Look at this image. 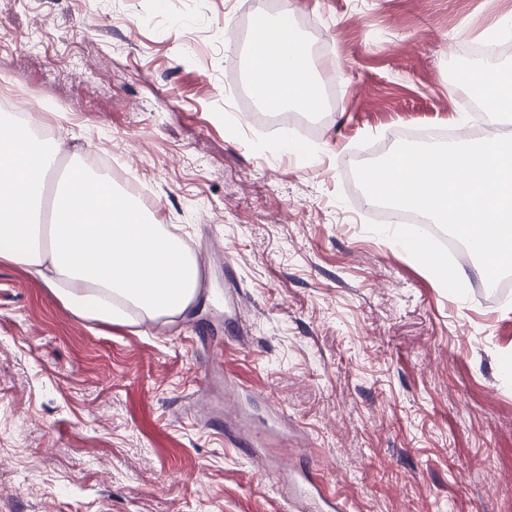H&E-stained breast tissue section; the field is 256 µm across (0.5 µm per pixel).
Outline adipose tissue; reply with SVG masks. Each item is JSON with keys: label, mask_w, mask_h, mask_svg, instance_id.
Instances as JSON below:
<instances>
[{"label": "adipose tissue", "mask_w": 512, "mask_h": 512, "mask_svg": "<svg viewBox=\"0 0 512 512\" xmlns=\"http://www.w3.org/2000/svg\"><path fill=\"white\" fill-rule=\"evenodd\" d=\"M253 84L266 98L313 109L319 87L305 65L288 22H272L251 45ZM507 73L497 60L481 62L479 94L489 117L512 107L493 94ZM36 119L0 114V264L38 275L76 317L104 324L134 318L172 320L193 300L199 268L182 241L154 215L112 186L107 174L73 164L43 225L33 219L46 180L61 155L41 138Z\"/></svg>", "instance_id": "obj_1"}]
</instances>
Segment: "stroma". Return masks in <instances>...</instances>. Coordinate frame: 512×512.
I'll list each match as a JSON object with an SVG mask.
<instances>
[{
	"label": "stroma",
	"instance_id": "stroma-1",
	"mask_svg": "<svg viewBox=\"0 0 512 512\" xmlns=\"http://www.w3.org/2000/svg\"><path fill=\"white\" fill-rule=\"evenodd\" d=\"M154 3L0 0L18 106H62L64 164L118 159L200 273L176 321L101 326L0 265V512H299L234 443L245 424L347 512H512V287L415 225L465 269L440 286L347 168L392 130L455 125L469 89L448 77L512 0ZM260 16L324 58L329 109L300 129L316 158L264 119L236 133L246 97L224 109Z\"/></svg>",
	"mask_w": 512,
	"mask_h": 512
}]
</instances>
